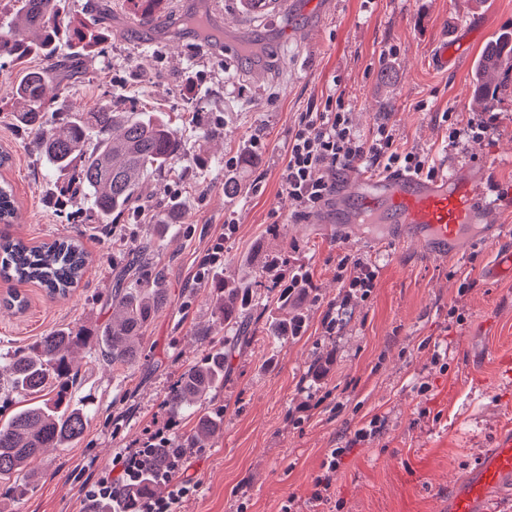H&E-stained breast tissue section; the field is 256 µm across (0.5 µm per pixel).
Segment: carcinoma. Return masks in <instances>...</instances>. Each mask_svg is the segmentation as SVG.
Here are the masks:
<instances>
[{
    "mask_svg": "<svg viewBox=\"0 0 512 512\" xmlns=\"http://www.w3.org/2000/svg\"><path fill=\"white\" fill-rule=\"evenodd\" d=\"M14 2L9 35L0 36V57L19 63L30 57L43 61L41 68L24 70L11 91L16 125L32 135V150L50 168L72 171L73 189L90 195L97 223L111 224L116 217L140 218V191L146 177L162 169L181 176L173 163L188 151L186 142L162 118L123 110L110 97L93 112L69 116L53 109L48 85L60 75L70 78L75 74L74 59L59 54L60 41L67 39L83 55L95 52L102 41L95 28L100 11L91 13L90 22H65L63 0ZM186 22L201 29L205 39H220L203 13L188 15ZM497 72L512 74V35L500 37L480 62L475 93L488 106L496 100L501 84L493 85L484 77ZM17 218L13 188L1 181L0 224L9 226ZM86 264L87 252L77 238L64 236L30 246L0 232V278L5 280L36 283L51 297H66L80 281ZM159 282L157 275L115 293L118 316L99 337L108 361L126 366L138 362L137 342L143 327L168 303ZM223 292L219 311L225 321L237 324L239 334L246 335L247 323L240 316L246 305L245 289L233 283L224 285ZM83 341L70 330L56 329L41 337L33 351H18L9 358L12 387L32 397V402L0 420L1 480L23 473L43 449L71 445L82 438L87 414L73 407L67 394L78 374L70 354ZM228 360L229 353L216 347L169 389V412L179 416L190 411L197 421L191 437L166 448L168 454L177 448H202L220 431L222 415L209 407L208 399L224 379Z\"/></svg>",
    "mask_w": 512,
    "mask_h": 512,
    "instance_id": "cac0c4a2",
    "label": "carcinoma"
}]
</instances>
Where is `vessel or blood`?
<instances>
[{"label":"vessel or blood","mask_w":512,"mask_h":512,"mask_svg":"<svg viewBox=\"0 0 512 512\" xmlns=\"http://www.w3.org/2000/svg\"><path fill=\"white\" fill-rule=\"evenodd\" d=\"M501 202L484 187L479 173L463 168L424 180L408 174L356 175L336 203V221L353 225L366 217L395 228L402 242L417 243L427 254L448 259V245L486 223ZM512 486V430L502 432L477 467L456 482L448 512H497L495 504Z\"/></svg>","instance_id":"vessel-or-blood-1"}]
</instances>
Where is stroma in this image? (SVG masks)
<instances>
[{
	"instance_id": "35a3bbf8",
	"label": "stroma",
	"mask_w": 512,
	"mask_h": 512,
	"mask_svg": "<svg viewBox=\"0 0 512 512\" xmlns=\"http://www.w3.org/2000/svg\"><path fill=\"white\" fill-rule=\"evenodd\" d=\"M200 1L220 43H205L183 20ZM99 2L109 18L104 50L81 57L56 107L88 112L110 95L124 109L172 121L190 150L179 163L182 178L160 173L145 182L144 223H98L79 194L58 204L69 174L31 152L9 98L21 71L0 59V149L12 157L0 178L13 185L19 206L8 231L33 245L76 235L88 254L68 297L50 298L28 283L17 287L24 313L0 304V356L30 351L54 329L88 334L73 354L80 375L71 393L90 412L80 442L33 460L37 479L0 480V512H87L84 486L164 418L176 380L231 339L214 305L226 281L252 289L246 310L256 334L232 351L210 398L224 425L191 457L188 473L201 490L180 512H236L242 503L246 512H280L290 498L297 512H443L449 488L512 426V278L487 276L499 253L512 249V207L493 215L485 237L462 242L458 256L442 261L393 243L382 224L345 240L324 223L327 205L296 216L280 172L300 113L338 92L362 137L387 124L399 151L426 157L437 171L473 166L499 191L512 189L511 90L502 92L484 139L448 138L450 126L484 112L473 73L487 43L512 32V0H333L318 27L302 0L240 24L235 0H163L158 25L133 14L127 0ZM459 39L469 59L436 69L435 44ZM247 42L264 46L260 61L246 59ZM256 137L264 148L255 154ZM230 156L239 159L232 171L224 167ZM230 180L237 190L229 195ZM230 216L238 224L224 238L223 264L196 279ZM346 256L372 263L378 276L330 334L323 318L343 296L337 264ZM275 259L304 267L312 283L292 300L303 327L285 338L267 333L281 316L268 269ZM133 262L140 278L161 274L169 302L142 331L138 363L127 367L107 362L96 337L112 321L113 290ZM452 307L458 317L449 316ZM374 416L384 423L380 436L356 441ZM334 448L346 454L328 499L311 504Z\"/></svg>"
}]
</instances>
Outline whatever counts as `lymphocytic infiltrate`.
Masks as SVG:
<instances>
[{
  "label": "lymphocytic infiltrate",
  "instance_id": "obj_1",
  "mask_svg": "<svg viewBox=\"0 0 512 512\" xmlns=\"http://www.w3.org/2000/svg\"><path fill=\"white\" fill-rule=\"evenodd\" d=\"M353 165L380 168L434 178L436 169L421 155L399 153L387 125H379L375 136L358 135L345 110L342 97L327 95L321 108L301 113L288 139L281 181L300 210L318 208L336 187V173ZM179 422L168 418L162 426L147 430L142 439L118 452L112 467L84 488L85 498L109 512H177L180 503L198 494L201 484L189 476L190 449H180L165 467L151 469L155 447L179 438ZM168 488L166 495L140 493L144 472Z\"/></svg>",
  "mask_w": 512,
  "mask_h": 512
}]
</instances>
